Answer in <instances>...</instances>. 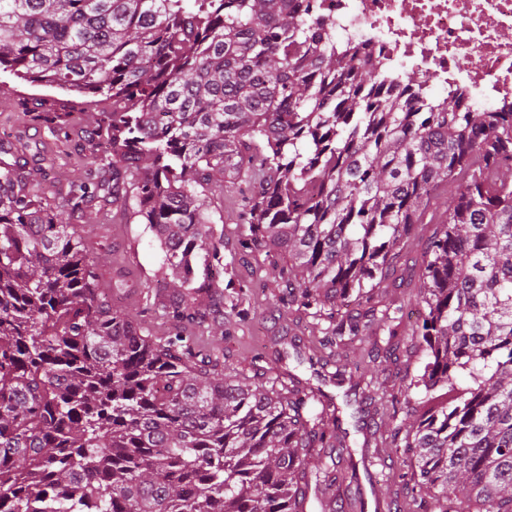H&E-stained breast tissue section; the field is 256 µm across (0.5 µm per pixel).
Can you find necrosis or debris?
<instances>
[{"label":"necrosis or debris","mask_w":512,"mask_h":512,"mask_svg":"<svg viewBox=\"0 0 512 512\" xmlns=\"http://www.w3.org/2000/svg\"><path fill=\"white\" fill-rule=\"evenodd\" d=\"M349 59L512 112V0H309Z\"/></svg>","instance_id":"4bbe7bcc"}]
</instances>
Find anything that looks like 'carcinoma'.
<instances>
[{
  "label": "carcinoma",
  "instance_id": "1",
  "mask_svg": "<svg viewBox=\"0 0 512 512\" xmlns=\"http://www.w3.org/2000/svg\"><path fill=\"white\" fill-rule=\"evenodd\" d=\"M0 70L112 101L61 201L0 159V512H365L364 476L382 512H512V112L380 92L295 0H0ZM242 180L237 248L328 323L296 356L341 403L195 352L232 285L212 211ZM443 184L419 285L392 293ZM132 201L164 337L114 305L123 281L94 287L73 223Z\"/></svg>",
  "mask_w": 512,
  "mask_h": 512
}]
</instances>
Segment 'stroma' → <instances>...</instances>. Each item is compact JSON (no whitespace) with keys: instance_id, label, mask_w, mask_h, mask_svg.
<instances>
[{"instance_id":"35a3bbf8","label":"stroma","mask_w":512,"mask_h":512,"mask_svg":"<svg viewBox=\"0 0 512 512\" xmlns=\"http://www.w3.org/2000/svg\"><path fill=\"white\" fill-rule=\"evenodd\" d=\"M43 102L44 117H21L20 112L32 99ZM81 93L30 83L12 74L0 72V141L10 146L12 153L27 158L30 168H43L40 192L47 201H56L66 193L72 182L80 179L89 165L87 144L110 103L103 102L81 111ZM59 120L61 131L49 130L51 120ZM244 188H229L224 192V219L216 223L222 231L225 278L243 286L246 293L243 312L231 315L229 304L209 312L193 329L195 347L200 354L220 348L226 363L248 367L254 354H261L263 369L276 374L289 371L295 378L310 379L308 365L298 363L294 348L312 336L319 328L312 318L288 308L279 299L270 267L261 257L235 250L242 226L246 221ZM447 189H439L421 222L413 231L408 254L394 267L388 283L408 292L413 288L422 259L438 226ZM85 248L98 260L97 286L111 291L116 279H123L127 288L118 296L119 306L136 313L155 335L171 330V322L147 310L146 300L157 289L162 277L164 253L152 232L141 218L116 211L100 212L88 208L79 220ZM223 326L224 335H212L211 330Z\"/></svg>"}]
</instances>
